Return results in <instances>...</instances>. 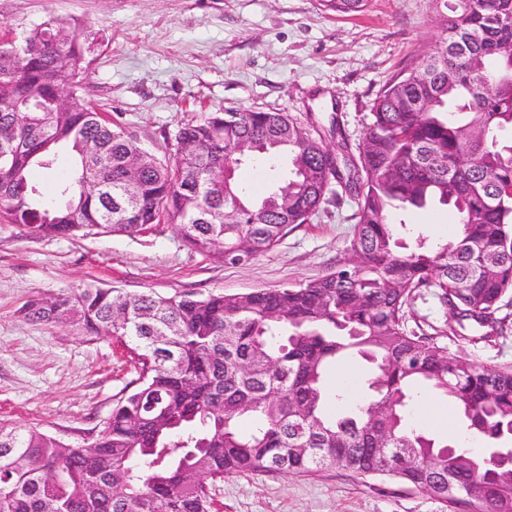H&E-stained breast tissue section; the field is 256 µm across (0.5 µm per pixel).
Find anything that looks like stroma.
Masks as SVG:
<instances>
[{
    "label": "stroma",
    "instance_id": "stroma-1",
    "mask_svg": "<svg viewBox=\"0 0 512 512\" xmlns=\"http://www.w3.org/2000/svg\"><path fill=\"white\" fill-rule=\"evenodd\" d=\"M96 32L85 98L158 158L173 150L178 124L230 110L277 109L315 126L327 146L340 126L362 143L377 93L441 36L432 0H370L353 15L323 0H0V37L49 19ZM356 200L328 196L310 223L245 265L224 264L184 243L177 225L136 234L39 237L0 216V422L80 445L138 377L120 339L81 325L32 322L28 300L95 285L136 295L281 288L343 263ZM449 209L410 216L427 243L453 233ZM451 354L512 367V322L492 343L450 337ZM213 512H459L456 505L381 476L341 469L229 476Z\"/></svg>",
    "mask_w": 512,
    "mask_h": 512
}]
</instances>
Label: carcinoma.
<instances>
[{"label":"carcinoma","instance_id":"carcinoma-1","mask_svg":"<svg viewBox=\"0 0 512 512\" xmlns=\"http://www.w3.org/2000/svg\"><path fill=\"white\" fill-rule=\"evenodd\" d=\"M359 13L369 0H325ZM444 36L375 97L358 155L286 112H212L182 123L176 152L158 159L97 108L53 107L83 89L89 37L58 19L0 40V209L35 235L134 234L167 217L186 245L224 263L271 251L309 223L333 183L357 197L352 263L285 288L249 293L124 295L84 288L54 296L90 336H115L138 358V378L89 443L78 446L0 423V512H210V485L229 474H308L336 468L399 479L471 512H512V368L455 357L441 336L499 333L512 296V0H433ZM194 153L182 156V144ZM70 178L45 199L31 181L56 155ZM140 157L137 177L127 158ZM288 178L259 201L235 177L244 164ZM435 204L457 233L430 247L400 241L395 216ZM430 288L454 321L435 335L407 328ZM43 299L20 313L54 323ZM372 365L371 397L329 416L331 369ZM427 391L453 406L462 441L414 427ZM250 416L254 425L241 428ZM477 440V455L461 442Z\"/></svg>","mask_w":512,"mask_h":512}]
</instances>
